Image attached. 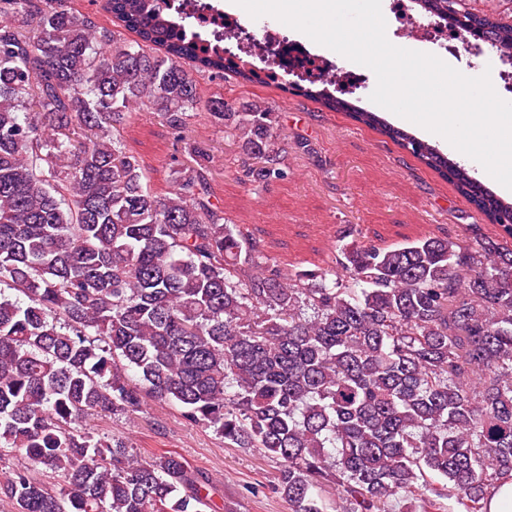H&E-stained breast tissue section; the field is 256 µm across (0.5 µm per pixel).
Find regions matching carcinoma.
<instances>
[{"label":"carcinoma","mask_w":512,"mask_h":512,"mask_svg":"<svg viewBox=\"0 0 512 512\" xmlns=\"http://www.w3.org/2000/svg\"><path fill=\"white\" fill-rule=\"evenodd\" d=\"M471 2L411 7L512 50V15ZM109 10L138 40L69 0H0V463L12 465L0 497L15 512H202L205 484L180 456L146 460L84 425L151 397L278 458L288 512H325L326 482L349 512H391L410 495L486 512L512 478V202L357 112L450 176L497 233L351 243L326 268H285L224 217L207 150L184 136L202 114L250 160L248 181L284 177L272 109L203 97L182 62L249 81L272 72L204 38L169 0ZM142 112L191 159L163 196L122 138Z\"/></svg>","instance_id":"carcinoma-1"}]
</instances>
